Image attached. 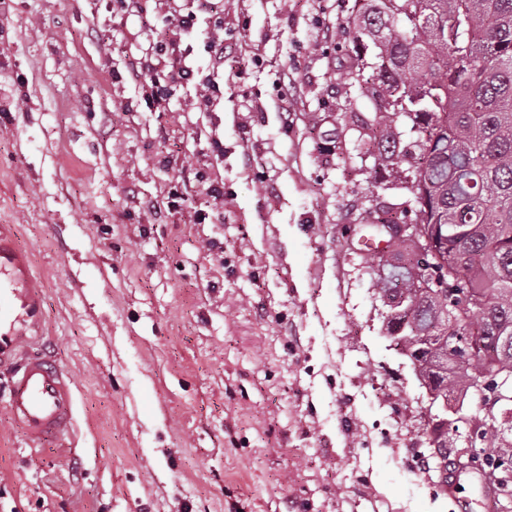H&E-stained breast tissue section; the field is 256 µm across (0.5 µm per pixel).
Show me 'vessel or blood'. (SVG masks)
<instances>
[{
	"instance_id": "b4317fda",
	"label": "vessel or blood",
	"mask_w": 512,
	"mask_h": 512,
	"mask_svg": "<svg viewBox=\"0 0 512 512\" xmlns=\"http://www.w3.org/2000/svg\"><path fill=\"white\" fill-rule=\"evenodd\" d=\"M43 282L15 244V227L0 225V365L12 362L6 406L29 441H61L74 432L68 371L28 353L42 325Z\"/></svg>"
}]
</instances>
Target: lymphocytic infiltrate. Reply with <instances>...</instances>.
I'll use <instances>...</instances> for the list:
<instances>
[{
  "label": "lymphocytic infiltrate",
  "instance_id": "f902f5d3",
  "mask_svg": "<svg viewBox=\"0 0 512 512\" xmlns=\"http://www.w3.org/2000/svg\"><path fill=\"white\" fill-rule=\"evenodd\" d=\"M156 2L168 28L129 60L128 78L146 84L144 102L148 110L164 107L174 88L191 82L196 89L191 102L193 110L211 112L220 102L219 80L224 75V0ZM200 21L207 29L204 51L209 57V69L205 72L194 68L190 61L193 47L185 42Z\"/></svg>",
  "mask_w": 512,
  "mask_h": 512
}]
</instances>
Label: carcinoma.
Returning a JSON list of instances; mask_svg holds the SVG:
<instances>
[{
	"label": "carcinoma",
	"mask_w": 512,
	"mask_h": 512,
	"mask_svg": "<svg viewBox=\"0 0 512 512\" xmlns=\"http://www.w3.org/2000/svg\"><path fill=\"white\" fill-rule=\"evenodd\" d=\"M354 33L343 74L376 100L372 118L352 116L370 172L408 189L412 199L375 209L377 224H427L446 248L447 286L426 288L430 265L402 239L386 242L397 275L375 273L380 298L396 292L418 308L400 349H415L449 312L447 335L478 345L448 368V396L475 395L470 379L495 371L512 384V0H354ZM440 344L420 364L437 375ZM492 383L471 413L483 474L512 466V401ZM491 406V415L484 407Z\"/></svg>",
	"instance_id": "obj_1"
}]
</instances>
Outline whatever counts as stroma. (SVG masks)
<instances>
[{
	"mask_svg": "<svg viewBox=\"0 0 512 512\" xmlns=\"http://www.w3.org/2000/svg\"><path fill=\"white\" fill-rule=\"evenodd\" d=\"M112 8L0 0V224L44 281L31 349L69 371L76 417L28 441L0 376V512H493L479 470L444 493L424 467L426 393L352 232L410 194L370 178L355 132L326 136L375 112L319 37L346 0H226L242 50L208 116L190 86L146 109L125 66L166 22Z\"/></svg>",
	"mask_w": 512,
	"mask_h": 512,
	"instance_id": "35a3bbf8",
	"label": "stroma"
}]
</instances>
